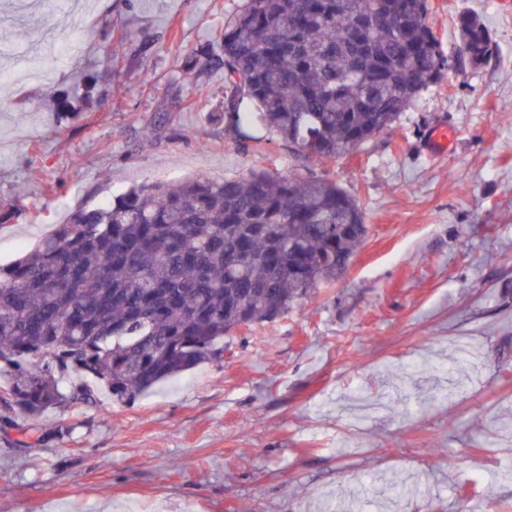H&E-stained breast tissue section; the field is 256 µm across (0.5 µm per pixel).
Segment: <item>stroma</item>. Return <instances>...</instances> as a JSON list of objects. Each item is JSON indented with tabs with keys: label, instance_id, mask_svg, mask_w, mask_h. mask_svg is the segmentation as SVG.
Masks as SVG:
<instances>
[{
	"label": "stroma",
	"instance_id": "1",
	"mask_svg": "<svg viewBox=\"0 0 512 512\" xmlns=\"http://www.w3.org/2000/svg\"><path fill=\"white\" fill-rule=\"evenodd\" d=\"M59 2L0 0V264L132 186L253 171L335 181L368 233L221 360L132 400L0 402V512H512V0H427L446 58L463 13L491 58L336 160L228 130L205 51L243 0Z\"/></svg>",
	"mask_w": 512,
	"mask_h": 512
}]
</instances>
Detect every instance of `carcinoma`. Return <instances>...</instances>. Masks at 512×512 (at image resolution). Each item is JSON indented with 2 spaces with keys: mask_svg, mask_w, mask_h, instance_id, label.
<instances>
[{
  "mask_svg": "<svg viewBox=\"0 0 512 512\" xmlns=\"http://www.w3.org/2000/svg\"><path fill=\"white\" fill-rule=\"evenodd\" d=\"M426 0H246L209 46L224 70V119L238 136L243 99L303 157L346 156L391 128L442 77ZM460 62L492 52L462 16ZM335 182L292 172L133 188L76 210L27 254L0 265L4 403L38 414L93 397L119 400L224 354V336L272 320L343 273L363 224Z\"/></svg>",
  "mask_w": 512,
  "mask_h": 512,
  "instance_id": "cac0c4a2",
  "label": "carcinoma"
}]
</instances>
